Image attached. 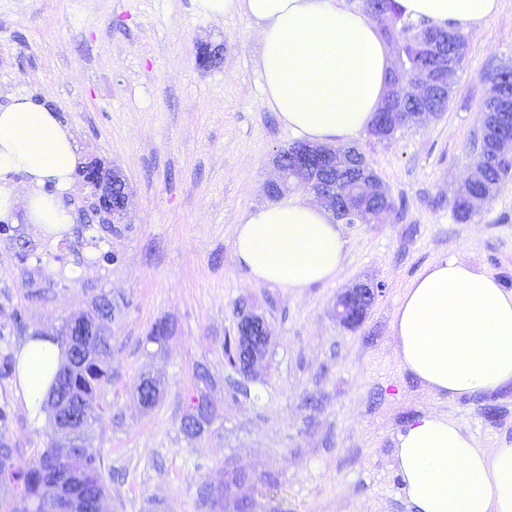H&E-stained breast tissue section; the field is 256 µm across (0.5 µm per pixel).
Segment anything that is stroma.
<instances>
[{
	"label": "stroma",
	"mask_w": 512,
	"mask_h": 512,
	"mask_svg": "<svg viewBox=\"0 0 512 512\" xmlns=\"http://www.w3.org/2000/svg\"><path fill=\"white\" fill-rule=\"evenodd\" d=\"M201 41L222 46L215 66L199 65ZM257 57L248 19L201 15L194 0H0V107L21 96L50 106L81 162L119 169L131 193L125 223H89L78 214L88 189L73 177V225L53 243L26 221V189L10 180L15 205L0 220L17 236L0 235V357L99 295L111 298L112 378L97 395L91 440L105 512H212L199 487L222 482L228 462L257 477L256 512H411L393 452L416 417L443 413L479 447L512 446V384L434 395L401 367L392 329L405 288L445 258L476 264L512 290V189L499 185L468 222L452 210L475 171L491 78L512 64V0L466 33L446 112L388 142L354 138L405 207L343 225V269L308 288L251 282L234 252L241 217L268 203L275 153L296 141L265 102ZM359 282L383 291L348 329L333 304ZM243 299L272 334L248 378L224 359ZM160 320L173 333L159 346L146 336ZM199 363L221 386L210 394L216 416L189 437L180 420L199 392ZM145 371L163 387L148 410L135 395ZM16 389L0 380V407L28 459L53 427L31 422ZM268 475L275 489L261 484Z\"/></svg>",
	"instance_id": "35a3bbf8"
}]
</instances>
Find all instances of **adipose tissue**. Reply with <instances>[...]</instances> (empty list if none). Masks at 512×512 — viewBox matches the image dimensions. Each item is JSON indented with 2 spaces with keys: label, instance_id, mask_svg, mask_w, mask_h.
I'll list each match as a JSON object with an SVG mask.
<instances>
[{
  "label": "adipose tissue",
  "instance_id": "obj_1",
  "mask_svg": "<svg viewBox=\"0 0 512 512\" xmlns=\"http://www.w3.org/2000/svg\"><path fill=\"white\" fill-rule=\"evenodd\" d=\"M404 17L473 31L500 0H397ZM212 18L256 23L265 101L290 132L312 144L346 142L366 131L386 93L390 50L377 25L345 0H195ZM76 162L73 138L56 115L19 98L0 109V212L14 198L8 175L26 178V218L62 237L72 216L46 185L66 189ZM234 252L249 280L299 289L333 281L347 242L313 202L291 199L247 212ZM393 333L402 367L448 398L494 392L512 383V291L466 261L424 267L397 306ZM64 352L44 338L17 352V395L35 424ZM395 462L413 512H512V447H477L447 415L417 417L396 442Z\"/></svg>",
  "mask_w": 512,
  "mask_h": 512
}]
</instances>
